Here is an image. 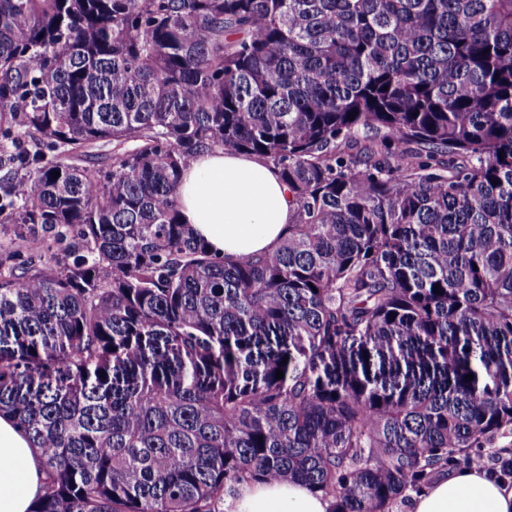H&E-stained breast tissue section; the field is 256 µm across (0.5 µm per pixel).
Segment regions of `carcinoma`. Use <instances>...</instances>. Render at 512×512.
<instances>
[{
    "label": "carcinoma",
    "instance_id": "cac0c4a2",
    "mask_svg": "<svg viewBox=\"0 0 512 512\" xmlns=\"http://www.w3.org/2000/svg\"><path fill=\"white\" fill-rule=\"evenodd\" d=\"M212 148L288 184L272 251L180 222ZM0 224L30 512H392L512 434V0H0ZM20 252L21 258L12 257L15 253ZM8 257L7 260H5ZM19 258L18 260H14ZM29 259L33 263L39 264L40 258L37 253H30L26 249L20 247V241L15 236L14 227L11 224H0V262L3 260V265H0V271L7 272V270L15 263L19 262L20 259ZM224 495V512H328L330 502L299 482L243 484L237 487L233 508Z\"/></svg>",
    "mask_w": 512,
    "mask_h": 512
}]
</instances>
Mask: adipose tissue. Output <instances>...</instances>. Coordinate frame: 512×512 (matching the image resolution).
<instances>
[{
  "instance_id": "1",
  "label": "adipose tissue",
  "mask_w": 512,
  "mask_h": 512,
  "mask_svg": "<svg viewBox=\"0 0 512 512\" xmlns=\"http://www.w3.org/2000/svg\"><path fill=\"white\" fill-rule=\"evenodd\" d=\"M182 223L209 250L235 260L262 255L288 234L295 203L279 171L254 156L201 153L177 189ZM46 482L39 451L13 416L0 415V512H28ZM299 482L238 486L233 512H328ZM409 512H512V481L485 469L439 470L412 493Z\"/></svg>"
}]
</instances>
